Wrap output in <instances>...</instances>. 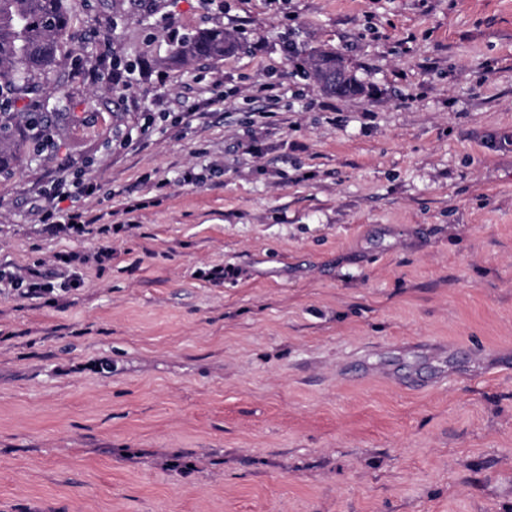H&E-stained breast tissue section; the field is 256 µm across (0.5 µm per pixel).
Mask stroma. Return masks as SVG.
<instances>
[{
  "mask_svg": "<svg viewBox=\"0 0 512 512\" xmlns=\"http://www.w3.org/2000/svg\"><path fill=\"white\" fill-rule=\"evenodd\" d=\"M171 25L241 47L173 64ZM73 31L137 71L62 61L50 146L0 175L1 270L109 252L0 285V512H512V0H88ZM65 171L98 192L54 200ZM336 63H343L336 53L331 51H317L312 57L310 71H307V76L312 77L319 83L325 72L336 71V85H338L346 79L349 73L343 65L336 66ZM320 86L329 88V86H331V79L327 76L323 77ZM131 69L120 68V65L113 63L112 58L99 60L86 68L87 77L94 82H105L112 84L114 81L121 80L124 73L130 74ZM54 212H48L43 216V224H54L55 230L58 232H65L67 234L83 236L92 232L91 225L96 224L101 217L86 218L80 212H67L59 217L64 219V222L53 221L48 222L54 217ZM68 257V260H64ZM59 263L56 272L42 273L33 267L20 268L6 277L13 288H22L21 295L28 299L53 296L56 290L77 288L81 285V276L69 268L71 258L68 255L57 256ZM60 288V289H58Z\"/></svg>",
  "mask_w": 512,
  "mask_h": 512,
  "instance_id": "obj_1",
  "label": "stroma"
}]
</instances>
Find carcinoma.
Listing matches in <instances>:
<instances>
[{
	"instance_id": "carcinoma-1",
	"label": "carcinoma",
	"mask_w": 512,
	"mask_h": 512,
	"mask_svg": "<svg viewBox=\"0 0 512 512\" xmlns=\"http://www.w3.org/2000/svg\"><path fill=\"white\" fill-rule=\"evenodd\" d=\"M73 0H0V174L9 172L24 144L40 148L50 140L39 113L24 116L11 103L38 91L65 57H74ZM238 49L235 37L221 28L198 32L178 44L175 56L220 60ZM341 59L331 51L312 57L307 76L321 81Z\"/></svg>"
}]
</instances>
